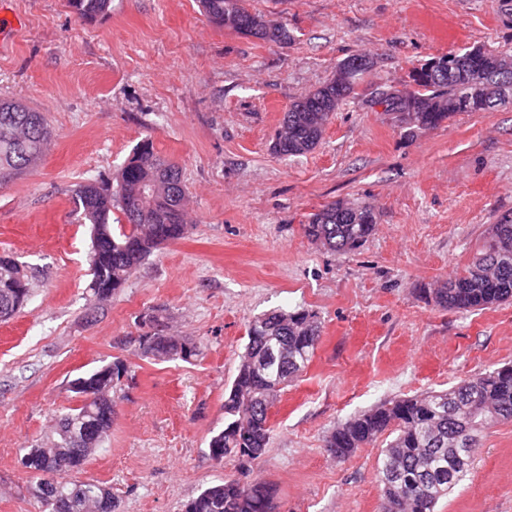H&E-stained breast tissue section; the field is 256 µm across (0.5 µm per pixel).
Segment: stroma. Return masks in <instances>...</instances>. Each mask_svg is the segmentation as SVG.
<instances>
[{
  "instance_id": "1",
  "label": "stroma",
  "mask_w": 512,
  "mask_h": 512,
  "mask_svg": "<svg viewBox=\"0 0 512 512\" xmlns=\"http://www.w3.org/2000/svg\"><path fill=\"white\" fill-rule=\"evenodd\" d=\"M294 38L268 43L215 26L199 0H112L85 20L65 0H7L21 21L0 44V99L43 113L53 133L30 171L0 186V254L36 274L28 304L0 321V512H38L21 465L79 404L75 377L123 359L111 433L71 479L110 489L122 512H181L237 477L209 455L249 322L306 308L321 343L270 411L250 479L275 512H379L380 447L341 462L337 423L391 399L512 364V301L475 312L428 291L468 266L490 224L512 215V106L461 113L410 138L368 102L407 88L414 67L472 45L512 54L504 0H248ZM372 66L317 147L281 157L289 106L344 59ZM176 161L189 235L161 246L106 302L89 290L88 225L75 191L112 179L142 140ZM371 208L377 230L331 252L302 226L324 205ZM165 310L202 356H140L139 319ZM435 512H512V423L478 436L471 473Z\"/></svg>"
}]
</instances>
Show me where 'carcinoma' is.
<instances>
[{
  "label": "carcinoma",
  "instance_id": "1",
  "mask_svg": "<svg viewBox=\"0 0 512 512\" xmlns=\"http://www.w3.org/2000/svg\"><path fill=\"white\" fill-rule=\"evenodd\" d=\"M207 19L224 26V17L237 15L243 25L234 31L265 42L287 43L288 27L268 21L246 7V0H200ZM86 19L109 11L111 0H66ZM415 87L391 97L389 111L414 137L436 129L460 112H492L512 104V62L482 45L433 58L414 68ZM354 86L329 82L294 101L281 121L274 151L286 157L302 156L319 144L330 116L351 95ZM416 108L417 123L404 118ZM49 139L42 113L13 101H0V184H6L37 164ZM157 188L149 195L144 217L134 216L143 181ZM187 192L179 167L155 152L146 140L115 177V184L89 182L76 192L77 219L91 225L89 289L98 300L115 295L133 273L161 246L189 233L184 204ZM119 210L125 223L112 222ZM377 228L374 211L333 202L311 214L303 225L308 239L330 251L359 247ZM32 275L13 257L0 255V319H7L27 303ZM434 304L444 310L474 312L512 301V216L490 225L474 260L441 287L429 290ZM152 332L136 338L140 355L157 360L187 361L201 353L191 339L170 336L167 317L159 310L148 314ZM322 338V322L308 309L273 310L253 320L240 355L237 373L224 394V429L211 437L209 454L218 463L230 459L241 473L250 471L270 443L268 412L279 392L312 361ZM112 378L102 381L99 369L77 376L70 390L81 404L60 415L52 434L25 456L36 457L30 491L39 512H56L45 496L35 494L45 476L52 475L53 497L66 512H121L118 499L93 482L66 479L105 443L112 429L115 394L128 373L117 358L109 363ZM80 419L97 423V435L81 444L76 430ZM498 422H512V366L478 372L443 391H430L389 400L340 423L326 436L324 448L340 462L359 449L389 438L378 459L380 512H435L469 473L476 436ZM273 490L260 482L239 479L212 485L184 505V512H274Z\"/></svg>",
  "mask_w": 512,
  "mask_h": 512
}]
</instances>
